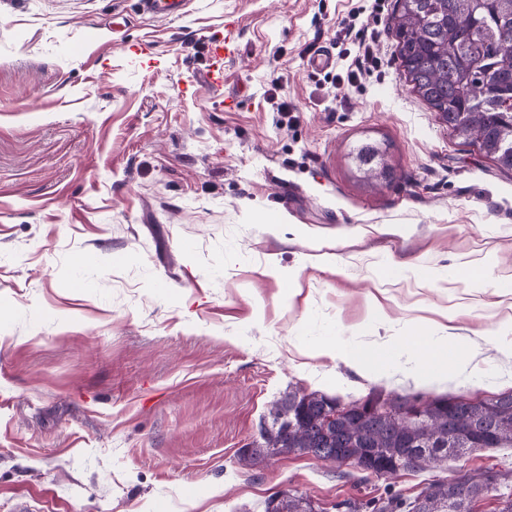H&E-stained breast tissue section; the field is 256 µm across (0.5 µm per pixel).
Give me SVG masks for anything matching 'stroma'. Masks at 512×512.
Instances as JSON below:
<instances>
[{"mask_svg":"<svg viewBox=\"0 0 512 512\" xmlns=\"http://www.w3.org/2000/svg\"><path fill=\"white\" fill-rule=\"evenodd\" d=\"M394 10L0 0V512H263L279 492L337 512L512 472V448L391 479L238 461L291 392L512 390V171L411 93ZM350 24L375 25L382 58L356 86L308 66L354 58ZM362 141L388 144L391 183L357 180ZM415 334L453 337L468 373L338 355ZM233 39L234 34L229 30V28H227L226 33L223 34V37L216 38L212 42L213 46L211 49L213 57L215 59V64L218 65V71L213 69L209 72L208 75V80L212 84L219 85L221 83V70L222 66L224 65V47L228 45Z\"/></svg>","mask_w":512,"mask_h":512,"instance_id":"1","label":"stroma"}]
</instances>
